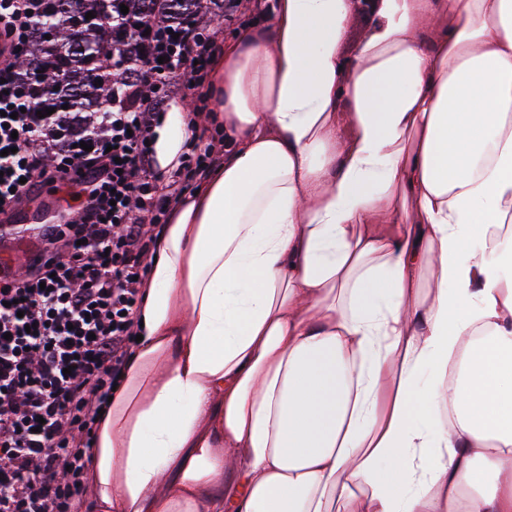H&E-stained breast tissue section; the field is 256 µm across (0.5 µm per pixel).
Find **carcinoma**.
Segmentation results:
<instances>
[{"label":"carcinoma","instance_id":"obj_1","mask_svg":"<svg viewBox=\"0 0 512 512\" xmlns=\"http://www.w3.org/2000/svg\"><path fill=\"white\" fill-rule=\"evenodd\" d=\"M122 4L128 13L120 12ZM62 6L63 0H42L34 23L44 18L58 25V41L48 44L31 30L29 46L16 68L40 110L55 109L64 130L80 113V123L93 122L94 113L106 111L133 83L145 49L142 38L129 35L136 30L134 18L194 19L206 26L224 20V0H82L77 17L64 14ZM90 11L94 17L88 20ZM63 98L68 99L66 109Z\"/></svg>","mask_w":512,"mask_h":512}]
</instances>
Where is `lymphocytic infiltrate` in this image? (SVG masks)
<instances>
[{
    "instance_id": "f902f5d3",
    "label": "lymphocytic infiltrate",
    "mask_w": 512,
    "mask_h": 512,
    "mask_svg": "<svg viewBox=\"0 0 512 512\" xmlns=\"http://www.w3.org/2000/svg\"><path fill=\"white\" fill-rule=\"evenodd\" d=\"M39 0H0V225L47 184H73L78 208L33 230L43 246L25 275L0 265V512H79L99 410L134 344L155 225L220 150L194 135L195 161L159 180L160 111L200 82L220 29L147 22L140 78L81 136L39 117L15 60Z\"/></svg>"
}]
</instances>
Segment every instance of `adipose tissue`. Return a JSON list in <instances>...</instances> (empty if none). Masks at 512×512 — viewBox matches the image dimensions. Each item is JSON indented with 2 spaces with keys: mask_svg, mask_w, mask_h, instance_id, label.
<instances>
[{
  "mask_svg": "<svg viewBox=\"0 0 512 512\" xmlns=\"http://www.w3.org/2000/svg\"><path fill=\"white\" fill-rule=\"evenodd\" d=\"M352 15L275 0L214 63L94 512H512V0H378L348 65Z\"/></svg>",
  "mask_w": 512,
  "mask_h": 512,
  "instance_id": "ef3b65f1",
  "label": "adipose tissue"
}]
</instances>
